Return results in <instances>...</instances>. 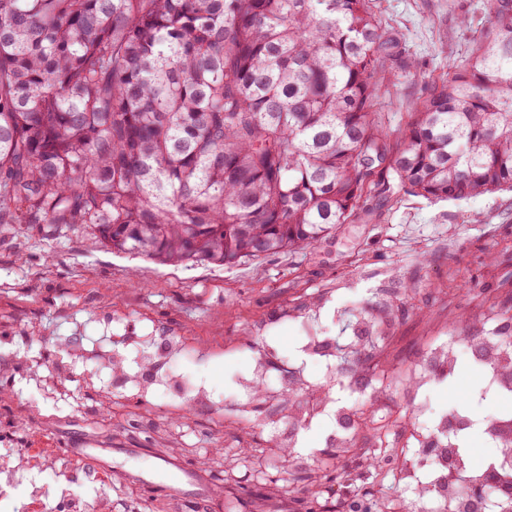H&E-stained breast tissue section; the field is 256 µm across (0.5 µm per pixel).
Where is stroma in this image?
Listing matches in <instances>:
<instances>
[{"mask_svg": "<svg viewBox=\"0 0 512 512\" xmlns=\"http://www.w3.org/2000/svg\"><path fill=\"white\" fill-rule=\"evenodd\" d=\"M483 2L375 0L420 68L417 77H396L375 102L386 132L396 133L432 82L469 53L485 24ZM464 16L470 26L461 25ZM369 206L368 217L343 225L311 249L232 267L161 266L100 248L80 229L0 224V366L14 380L0 395V425L21 422L19 434L29 445L96 449L79 480L88 497L111 496L120 512L142 503L162 512H336L335 498L314 504L302 492L289 505L275 503L254 474L253 494L236 500L220 473L196 476L174 491L161 469L170 461L185 464L188 450L206 455L221 447L248 457L265 447L267 430L246 432L239 413L235 379L251 363L247 337L275 349L276 381L299 360L307 337H327L343 347L363 329L365 317H382L385 336L373 342L359 392L342 395L341 402L352 406L373 395L386 407L405 409L411 396L396 381L399 371L450 339L454 314L471 315L485 332L498 330L470 284L495 289L498 309H512V191L435 201L398 189L372 198ZM480 245L491 253L486 264L449 266V253H471ZM103 319L113 320L118 336L139 335L147 326L154 335L185 336L208 350L204 363L190 361L185 369L223 399V427L215 426L207 409L186 413L164 395L147 402L118 399L94 416L75 405L42 404L10 350L29 345L48 370L57 354L97 335ZM478 384L471 362L460 359L449 384L428 392L431 413L447 410L452 396L467 401L479 420L493 410L512 413V396L491 409L477 403ZM132 414L139 426L128 433L123 425ZM102 470L111 472V483L96 481Z\"/></svg>", "mask_w": 512, "mask_h": 512, "instance_id": "35a3bbf8", "label": "stroma"}]
</instances>
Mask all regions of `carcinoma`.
<instances>
[{"label":"carcinoma","instance_id":"cac0c4a2","mask_svg":"<svg viewBox=\"0 0 512 512\" xmlns=\"http://www.w3.org/2000/svg\"><path fill=\"white\" fill-rule=\"evenodd\" d=\"M483 9L393 147L371 108L418 65L374 0H0V224L230 267L334 235L383 173L426 199L512 189V0Z\"/></svg>","mask_w":512,"mask_h":512}]
</instances>
